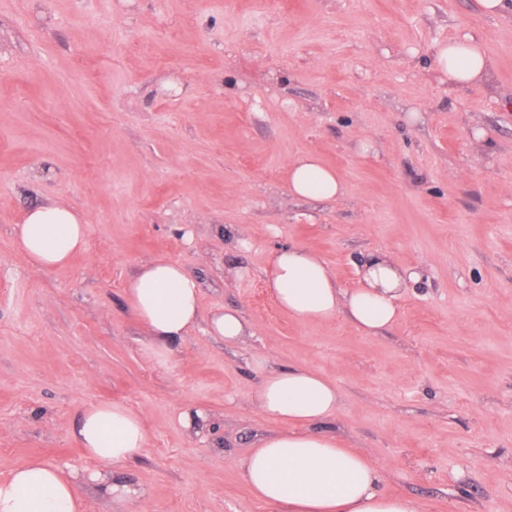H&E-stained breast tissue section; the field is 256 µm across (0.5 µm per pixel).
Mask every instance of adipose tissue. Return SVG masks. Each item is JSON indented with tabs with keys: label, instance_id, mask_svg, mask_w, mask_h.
Returning <instances> with one entry per match:
<instances>
[{
	"label": "adipose tissue",
	"instance_id": "obj_1",
	"mask_svg": "<svg viewBox=\"0 0 512 512\" xmlns=\"http://www.w3.org/2000/svg\"><path fill=\"white\" fill-rule=\"evenodd\" d=\"M438 68L458 87L489 80L491 62L473 38L439 46ZM289 190L297 197L332 200L346 187L334 169L306 155L291 166ZM16 235L35 266L61 267L86 250V226L75 209L57 203L30 211ZM265 285L277 307L302 322L342 318L362 334L374 336L399 315V301L418 269L397 266L387 252L369 253L358 270L356 287L339 286L334 273L314 251L301 245L272 251ZM127 305L144 336L145 355L166 365L172 346L196 326L232 345L249 334V323L235 310L201 313L198 280L180 263L157 259L140 265L123 288ZM261 382L252 400L264 418L280 423L279 432L259 438L235 465L251 494L272 512H416L414 501L384 487L381 468L341 447L336 435L321 431L334 418L341 395L336 386L306 366L287 369L259 362ZM72 435L97 464L88 480L119 508L147 492L112 477L146 445L140 417L120 402L83 409ZM78 476L39 458L28 459L0 480V512H83Z\"/></svg>",
	"mask_w": 512,
	"mask_h": 512
}]
</instances>
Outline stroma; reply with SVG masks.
Wrapping results in <instances>:
<instances>
[{
    "mask_svg": "<svg viewBox=\"0 0 512 512\" xmlns=\"http://www.w3.org/2000/svg\"><path fill=\"white\" fill-rule=\"evenodd\" d=\"M465 35L490 85L437 69ZM307 154L344 196L290 193ZM47 202L84 214L88 246L40 270L14 229ZM292 244L346 289L376 250L422 277L378 335L302 323L263 283ZM158 257L251 336L198 327L148 359L123 285ZM261 357L334 382L325 430L418 512H512V0H0V478L32 457L95 469L73 424L120 401L147 436L117 473L150 492L127 512H271L234 464L278 429L252 405Z\"/></svg>",
    "mask_w": 512,
    "mask_h": 512,
    "instance_id": "stroma-1",
    "label": "stroma"
}]
</instances>
